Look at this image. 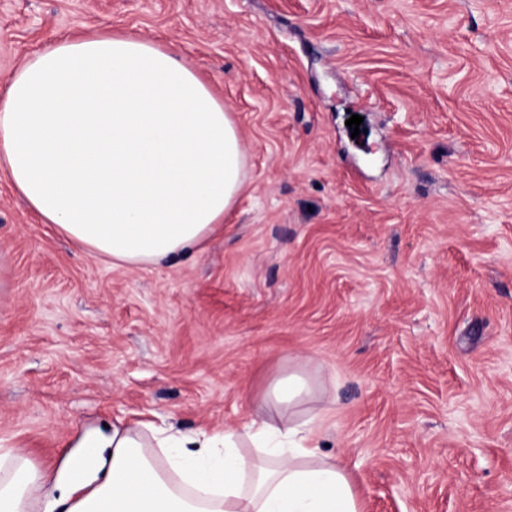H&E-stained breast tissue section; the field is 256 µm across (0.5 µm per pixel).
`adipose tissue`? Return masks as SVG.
<instances>
[{
  "mask_svg": "<svg viewBox=\"0 0 512 512\" xmlns=\"http://www.w3.org/2000/svg\"><path fill=\"white\" fill-rule=\"evenodd\" d=\"M237 123L177 52L135 35L47 45L0 95V173L41 223L119 266L200 252L237 202ZM310 389L278 380L238 425L87 429L60 464L0 448V512H359L321 454Z\"/></svg>",
  "mask_w": 512,
  "mask_h": 512,
  "instance_id": "adipose-tissue-1",
  "label": "adipose tissue"
}]
</instances>
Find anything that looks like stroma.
Wrapping results in <instances>:
<instances>
[{
	"label": "stroma",
	"mask_w": 512,
	"mask_h": 512,
	"mask_svg": "<svg viewBox=\"0 0 512 512\" xmlns=\"http://www.w3.org/2000/svg\"><path fill=\"white\" fill-rule=\"evenodd\" d=\"M108 31L179 48L244 190L203 252L128 268L0 178V448L220 430L299 371L360 512H512V0H0V92Z\"/></svg>",
	"instance_id": "obj_1"
}]
</instances>
